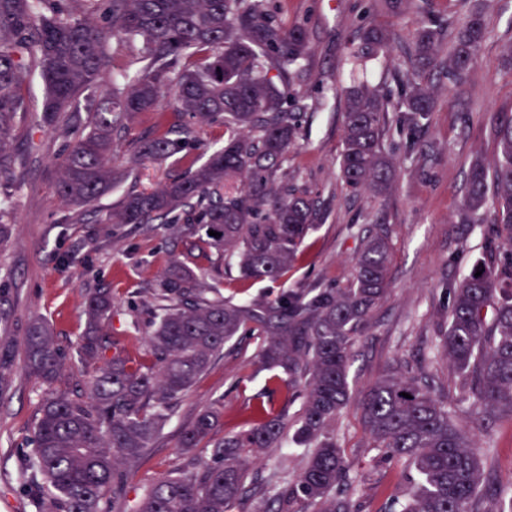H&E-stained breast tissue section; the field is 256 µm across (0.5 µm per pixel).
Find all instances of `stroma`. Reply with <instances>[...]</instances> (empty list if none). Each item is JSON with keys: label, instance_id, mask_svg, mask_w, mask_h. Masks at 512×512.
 Returning <instances> with one entry per match:
<instances>
[{"label": "stroma", "instance_id": "1", "mask_svg": "<svg viewBox=\"0 0 512 512\" xmlns=\"http://www.w3.org/2000/svg\"><path fill=\"white\" fill-rule=\"evenodd\" d=\"M286 25L302 24L311 35V52L303 63L306 80L300 90L320 98L308 114L302 138L292 148L277 180H289L316 201L321 219L301 247L298 261L279 281L256 282L240 290L232 275L214 278L225 296L244 293L261 299L289 288L322 282L346 286L352 276L360 242L356 228L377 223L390 232L388 275L391 289L379 303L366 335L353 348L349 380L354 401L336 421L334 433L351 465V496L359 512H388L406 494L410 479L404 464L385 458L371 446L362 420L361 398L398 360L423 366L430 381L447 388L457 419L469 436L486 449L484 469L495 486L479 503V512H499L501 489L512 485V417L504 416L482 429L465 398L463 382L431 349L439 321L450 306L447 284L458 282L486 258L488 246L500 245L506 234L499 224L458 221L469 165L480 158L493 163L497 141L491 131L492 113L512 109V69L504 50L512 45V0H428V13L438 19L464 17L480 9L487 26L479 62L463 96L464 112L438 104L418 137L413 156H406L408 130L389 123L384 148L397 164V177L383 198L352 192L338 169L342 148L344 101L336 92L346 82V44L360 27L376 24L395 36L389 61H377L369 77L388 96H396L395 77L408 68L404 44L419 26L416 9L392 16L377 10L373 0H272ZM40 146L37 161L20 174L11 199V236L0 246V290L7 301V324L0 330V361H8L12 384L0 394V512H35L24 459L29 436L45 394L55 390L80 393L85 372L65 368L45 384L25 366L27 330L37 319L47 321L56 345L69 352L85 328L82 291L111 289L114 296L109 339L115 351L145 358L151 290L170 255L187 245L171 237L163 224H128L118 230L98 223L90 208L63 203L55 185L66 140L30 116L16 131L17 147ZM181 168L143 162L134 173L104 196L102 208L117 206L128 194L139 193ZM257 339L225 344L205 375L175 404L173 416L148 453L127 469L128 502L176 471H195L210 460L214 441L247 428L256 405L295 417L299 396L271 381L257 358ZM223 401L220 422L204 447L185 452L180 433L198 413ZM306 463V451H269L253 461L250 472L267 495L294 482Z\"/></svg>", "mask_w": 512, "mask_h": 512}]
</instances>
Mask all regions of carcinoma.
<instances>
[{
  "label": "carcinoma",
  "mask_w": 512,
  "mask_h": 512,
  "mask_svg": "<svg viewBox=\"0 0 512 512\" xmlns=\"http://www.w3.org/2000/svg\"><path fill=\"white\" fill-rule=\"evenodd\" d=\"M412 1L426 13V0H378L393 15ZM486 35L478 12L462 22L427 17L411 36L410 68L398 80L397 98L367 81L342 87L338 164L348 187L379 196L390 191L396 167L381 142L389 114L414 133L423 128L435 104L429 80L436 73L447 83L448 106L463 105ZM445 39L446 60L439 55ZM391 41L383 27L361 28L348 53L351 69L389 56ZM126 47L137 50L133 72L116 63ZM309 48L307 28L284 25L269 0H0V205L12 198L11 176L37 150L16 149L14 135L32 111L29 86L37 76L45 91L41 122L67 139L61 198L89 206L129 176L132 170L114 166L116 140L139 113L152 112L153 130L138 143L135 161L170 162L186 172L127 195L100 212L99 223L169 224L174 238L192 239L152 289L150 360L110 354L109 289L85 290L87 327L71 355L55 344L45 321L31 323L25 362L32 374L51 383L68 364L90 373L78 395L50 392L33 425L26 471L38 512L46 499L50 512H232L258 493L247 459L285 440L308 450L307 463L263 512H306L303 506L313 504L322 505L320 512H356L351 498L336 493L348 480V464L330 428L352 397L353 346L388 292L387 229L358 231L361 248L345 288L315 285L235 302L189 265L192 249L203 244L236 267L239 281L275 282L319 220L302 189L275 182L314 106L292 89L305 78L301 61ZM166 94L174 96L170 108L161 105ZM187 115L224 128V145L205 150L201 163L203 144L184 123ZM492 124L499 154L490 168L470 164L461 220L485 223L492 185L493 223L505 226L508 240L455 285L435 337L436 352L469 378L467 399L485 428L497 416H512V111L494 113ZM241 335L260 339L257 357L275 371L272 379L301 392L300 415L290 422L257 407L254 423L215 444L202 470L170 475L128 506L119 464L143 456L179 397ZM360 409L373 447L413 472L407 497L392 512H474L491 490L483 449L455 421L448 392L435 389L421 368L396 363L363 394ZM219 419L217 407L201 411L183 429L180 447H201Z\"/></svg>",
  "instance_id": "1"
}]
</instances>
